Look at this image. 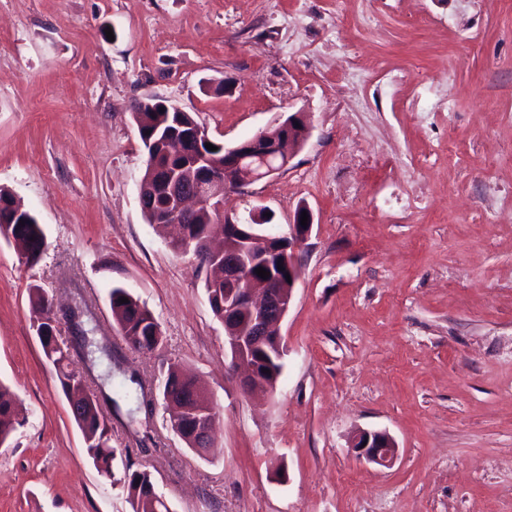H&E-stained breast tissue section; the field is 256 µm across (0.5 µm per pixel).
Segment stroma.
<instances>
[{"mask_svg": "<svg viewBox=\"0 0 512 512\" xmlns=\"http://www.w3.org/2000/svg\"><path fill=\"white\" fill-rule=\"evenodd\" d=\"M399 82H389V75ZM165 98L231 146L306 112L288 167L225 196L284 235L314 215L280 325L273 392L244 395L207 272L148 223L134 102ZM41 224L28 265L0 238V512H131L84 453L30 288L86 306L120 401L112 445L173 512H512V0H0V188ZM121 285L162 331L131 349ZM180 362L217 412L199 453L161 399ZM383 431L393 466L356 457ZM15 404L14 394L0 385V445L6 443L16 429ZM358 458L381 467H391L398 458V446L386 432L360 430L350 440Z\"/></svg>", "mask_w": 512, "mask_h": 512, "instance_id": "1", "label": "stroma"}]
</instances>
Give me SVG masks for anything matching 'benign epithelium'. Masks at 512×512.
I'll use <instances>...</instances> for the list:
<instances>
[{
  "mask_svg": "<svg viewBox=\"0 0 512 512\" xmlns=\"http://www.w3.org/2000/svg\"><path fill=\"white\" fill-rule=\"evenodd\" d=\"M310 136L307 115L300 111L288 116V120L278 125V132L262 131L251 138L242 140L224 149V165L207 163L185 177L169 168H159V176L151 184L141 183L140 205L146 208L150 196L163 191L168 198L167 210L156 215L154 223L174 225L183 238V249L200 254L208 259L211 229L207 228L198 237L188 235L184 225L194 223L201 209H211L219 214V222L224 224V273L210 279V286L224 283V333L231 354L232 367L244 370L240 379V389L250 393L258 385H269L274 379L259 371L239 351L256 340L273 344L283 351L278 326L288 313L293 289L300 278L301 267L297 262L296 249L310 236L314 225L312 212L303 205L295 212L294 222L287 236H272L251 225L245 230L233 219L224 217V193L240 190L257 181L281 172L290 160L302 149ZM212 142V139L199 125L191 126V131L170 132L169 142L179 143L181 139ZM307 212V226L300 224L302 212ZM248 235L264 249L282 269L272 273V278L259 282L250 270L257 266L262 256L239 245L242 235ZM289 274L291 283H282V275ZM161 391L165 392L164 406L172 413L173 419L196 427V433L206 439L212 435L214 409L196 391L190 400L176 402L173 392L178 390L179 381L165 378L160 381ZM350 448L370 463L381 467H391L398 458V446L387 433L360 430L350 440Z\"/></svg>",
  "mask_w": 512,
  "mask_h": 512,
  "instance_id": "obj_1",
  "label": "benign epithelium"
}]
</instances>
